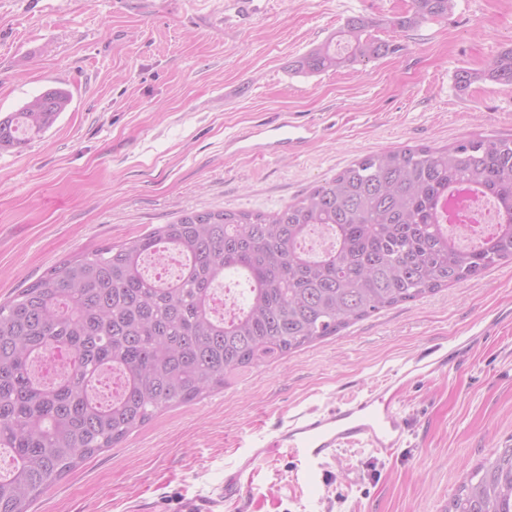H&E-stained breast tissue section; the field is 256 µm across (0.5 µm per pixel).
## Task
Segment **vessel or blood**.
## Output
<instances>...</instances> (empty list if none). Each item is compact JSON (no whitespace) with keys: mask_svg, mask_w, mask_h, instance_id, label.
Here are the masks:
<instances>
[{"mask_svg":"<svg viewBox=\"0 0 512 512\" xmlns=\"http://www.w3.org/2000/svg\"><path fill=\"white\" fill-rule=\"evenodd\" d=\"M448 355L414 360L400 371L403 379H420L438 373ZM406 439L404 419L396 407V395L389 387L340 402L328 409L295 415L274 427L272 438L257 447L253 456L242 460L224 484V495L242 498L252 490L251 476L257 460L287 449L297 461L322 464L347 446L357 445L382 454H392Z\"/></svg>","mask_w":512,"mask_h":512,"instance_id":"1","label":"vessel or blood"}]
</instances>
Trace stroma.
Segmentation results:
<instances>
[{
	"label": "stroma",
	"instance_id": "obj_1",
	"mask_svg": "<svg viewBox=\"0 0 512 512\" xmlns=\"http://www.w3.org/2000/svg\"><path fill=\"white\" fill-rule=\"evenodd\" d=\"M408 0H0V117L46 89L66 112L0 151V301L79 253L183 212L274 213L354 160L406 145L512 139V86L459 91L462 69L512 47V0H453L398 30ZM397 53L355 68L297 62L353 16ZM288 120L306 140L274 150ZM481 339L461 342L473 333ZM459 349L397 390L406 443L344 448L312 470L259 461L249 512H446L463 479L512 446V261L371 314L338 335L228 376L84 459L31 512H182L208 500L275 424L360 395L404 363Z\"/></svg>",
	"mask_w": 512,
	"mask_h": 512
}]
</instances>
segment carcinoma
<instances>
[{"instance_id": "carcinoma-1", "label": "carcinoma", "mask_w": 512, "mask_h": 512, "mask_svg": "<svg viewBox=\"0 0 512 512\" xmlns=\"http://www.w3.org/2000/svg\"><path fill=\"white\" fill-rule=\"evenodd\" d=\"M452 0H411L400 29L448 15ZM373 17L347 20L344 51L331 43L303 55L308 73L337 70L399 51L371 34ZM512 86V47L487 69H462L459 90L478 81ZM72 101L43 92L0 117V150L41 136ZM467 187L490 199L497 222L462 245L442 224L448 191ZM331 246L305 251L310 229ZM173 251L174 280L144 274L146 257ZM512 260V140L477 138L449 148L406 146L362 157L273 214L185 213L149 234L82 253L50 268L0 303V448L14 465L0 476V512H29L77 464L119 444L157 412L224 387L238 370L334 336L349 323ZM233 271L249 298L224 319L211 313L215 283ZM50 349L69 357L46 381L33 363ZM121 394L102 401L106 371ZM448 512H512V448L479 464Z\"/></svg>"}]
</instances>
